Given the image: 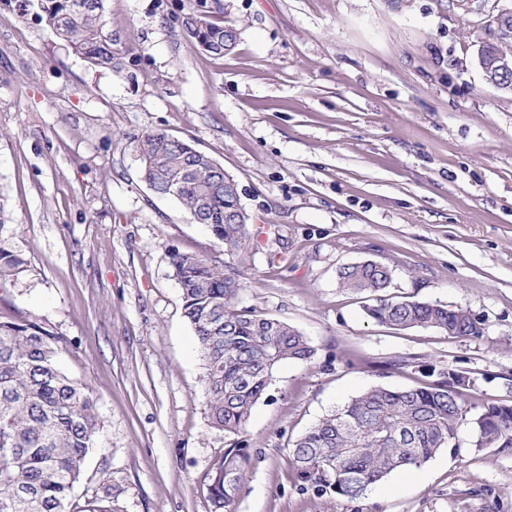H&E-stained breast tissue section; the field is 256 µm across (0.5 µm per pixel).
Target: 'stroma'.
Returning a JSON list of instances; mask_svg holds the SVG:
<instances>
[{"instance_id":"1","label":"stroma","mask_w":512,"mask_h":512,"mask_svg":"<svg viewBox=\"0 0 512 512\" xmlns=\"http://www.w3.org/2000/svg\"><path fill=\"white\" fill-rule=\"evenodd\" d=\"M192 0H105L121 73L94 67L36 14L0 6V249L23 268L0 316L62 341L67 374L97 399L101 446L73 501L123 512H212L231 441L205 407L206 372L169 260L232 264L207 228L143 179L141 137L161 131L223 166L251 214L239 306L310 340L245 431L233 512H512V448L455 449L392 472L357 500L302 488L293 442L378 386L468 375L512 403V93L477 51L512 0H206L239 30L212 57L187 38ZM393 266L389 296L462 308L477 337L393 330L339 288V266ZM411 358L383 370L384 361Z\"/></svg>"}]
</instances>
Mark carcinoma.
Here are the masks:
<instances>
[{"label": "carcinoma", "mask_w": 512, "mask_h": 512, "mask_svg": "<svg viewBox=\"0 0 512 512\" xmlns=\"http://www.w3.org/2000/svg\"><path fill=\"white\" fill-rule=\"evenodd\" d=\"M105 0H36L54 34L92 65L121 72L112 37L104 34ZM199 8L187 14L186 35L204 52L222 57L237 46L238 30ZM143 178L154 194L177 199L192 220L205 225L238 266L213 264L176 249L173 275L182 290L184 316L194 330L206 370V409L211 423L236 436L224 449L209 485L213 512H231L250 462L245 425L265 395L275 368L307 363L315 354L296 328L235 303L240 266L250 253L249 214L238 188L215 173L220 164L165 132L139 143ZM22 260L0 251V285ZM340 288L367 295L365 314L397 329L434 328L450 337L478 336V321L462 308L393 300L390 266L371 261L344 265ZM58 337L35 320L0 319V512H66L87 456L100 445L101 422L89 389L61 368ZM420 386H376L320 419L293 444L290 462L298 481L319 493L362 498L394 470L420 465L451 447L469 423L475 447L512 448V404L469 402L463 372L434 369ZM79 512H122L115 501L89 500Z\"/></svg>", "instance_id": "obj_1"}]
</instances>
